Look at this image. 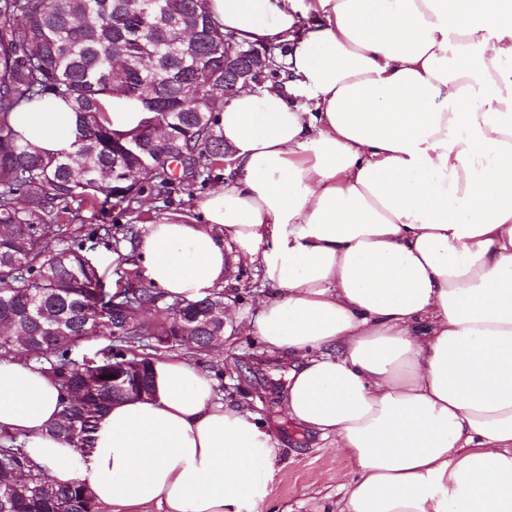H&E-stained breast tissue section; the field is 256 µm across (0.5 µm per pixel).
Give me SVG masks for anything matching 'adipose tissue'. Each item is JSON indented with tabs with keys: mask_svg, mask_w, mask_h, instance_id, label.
<instances>
[{
	"mask_svg": "<svg viewBox=\"0 0 512 512\" xmlns=\"http://www.w3.org/2000/svg\"><path fill=\"white\" fill-rule=\"evenodd\" d=\"M209 8L287 45V78L226 93L224 188L200 218L147 225L146 282L196 301L231 264L262 270L272 293L249 330L294 360L287 415L358 469L336 512H512V0ZM12 123L56 154L77 116L47 96ZM61 411L37 365L0 358V429L97 503L259 512L268 495V426L185 360L106 408L89 451L50 435Z\"/></svg>",
	"mask_w": 512,
	"mask_h": 512,
	"instance_id": "ef3b65f1",
	"label": "adipose tissue"
}]
</instances>
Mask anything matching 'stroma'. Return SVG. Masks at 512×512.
<instances>
[{"label":"stroma","mask_w":512,"mask_h":512,"mask_svg":"<svg viewBox=\"0 0 512 512\" xmlns=\"http://www.w3.org/2000/svg\"><path fill=\"white\" fill-rule=\"evenodd\" d=\"M223 182L224 171L217 167L207 183L174 184L167 199L143 194L135 211L113 199L101 209H81L79 221L116 226L138 219L146 225L160 223L174 213L194 217L199 202ZM223 289L236 315L225 324L222 345L206 354L182 346L176 355L202 371L218 374L217 389L226 401L268 423L279 452L261 512H333L356 479L357 468L327 442L294 429L286 416L284 387L292 363L262 354L259 337L247 331L270 286L255 265L240 263L232 269Z\"/></svg>","instance_id":"1"}]
</instances>
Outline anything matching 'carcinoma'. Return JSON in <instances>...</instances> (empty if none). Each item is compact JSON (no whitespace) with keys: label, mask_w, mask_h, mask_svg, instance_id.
<instances>
[{"label":"carcinoma","mask_w":512,"mask_h":512,"mask_svg":"<svg viewBox=\"0 0 512 512\" xmlns=\"http://www.w3.org/2000/svg\"><path fill=\"white\" fill-rule=\"evenodd\" d=\"M46 95L76 112L70 153L44 154L12 126L13 112ZM110 100L150 116L114 129ZM223 109L224 28L208 0H0V357L21 355L56 381L63 410L51 433L75 448L91 447L107 406L149 393L158 352H208L222 340L224 291L169 301L121 265V287L105 288L89 252L114 231L132 244L140 229L76 225L70 204L162 196L174 161L194 180L210 174L224 164ZM116 169L127 176L119 189ZM101 334L113 338L102 359H78ZM0 512H97V503L85 482L56 483L1 429Z\"/></svg>","instance_id":"cac0c4a2"}]
</instances>
